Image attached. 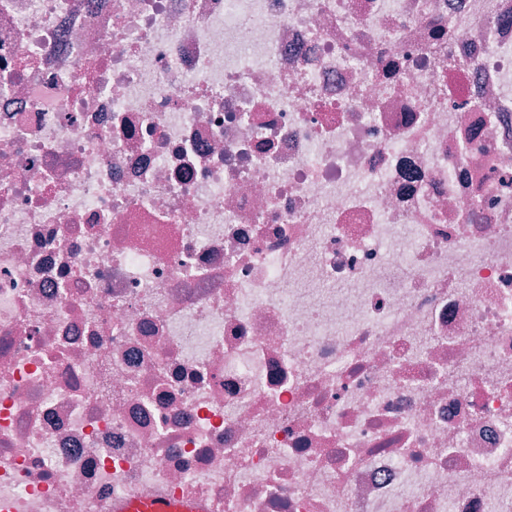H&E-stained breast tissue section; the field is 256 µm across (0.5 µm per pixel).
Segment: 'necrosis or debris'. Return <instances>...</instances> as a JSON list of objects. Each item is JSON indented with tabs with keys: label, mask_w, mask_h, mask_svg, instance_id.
<instances>
[{
	"label": "necrosis or debris",
	"mask_w": 512,
	"mask_h": 512,
	"mask_svg": "<svg viewBox=\"0 0 512 512\" xmlns=\"http://www.w3.org/2000/svg\"><path fill=\"white\" fill-rule=\"evenodd\" d=\"M132 499L512 512V0H0V512Z\"/></svg>",
	"instance_id": "4bbe7bcc"
}]
</instances>
